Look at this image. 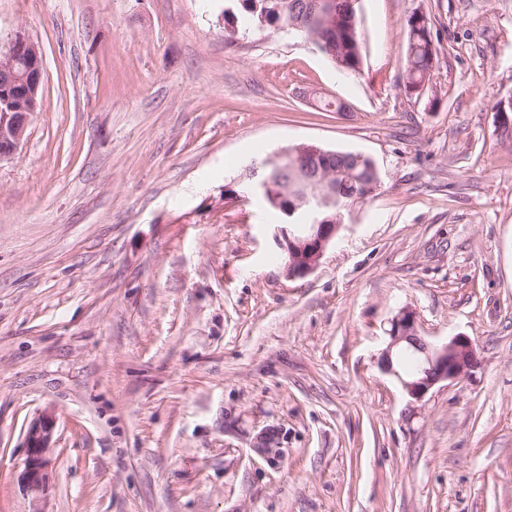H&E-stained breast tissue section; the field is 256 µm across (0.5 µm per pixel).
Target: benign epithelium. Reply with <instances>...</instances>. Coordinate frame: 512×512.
I'll use <instances>...</instances> for the list:
<instances>
[{
	"label": "benign epithelium",
	"mask_w": 512,
	"mask_h": 512,
	"mask_svg": "<svg viewBox=\"0 0 512 512\" xmlns=\"http://www.w3.org/2000/svg\"><path fill=\"white\" fill-rule=\"evenodd\" d=\"M43 72L39 46L22 33L16 34L7 51L0 53V161L11 158L25 137L30 117L41 102ZM323 155L325 152L320 147L310 144L296 158L295 172L303 190L288 216L300 210L308 211L313 223L290 224L280 229L281 246L287 255L286 272L290 277L311 273L342 227V214L336 211L335 195L320 189L325 173L318 164V157ZM284 156L282 152L252 161L236 182L239 191L235 192V198L245 200L252 194L266 193L269 181L259 173ZM387 335L381 370L397 379L416 400L440 382L460 381L477 365L470 337L457 335L446 343L434 344L420 336L416 313L410 308H401L391 319ZM404 351H411L418 357L416 372L404 374L396 367L395 359ZM53 431L54 416L46 412L32 422L26 432L27 461L22 480L32 492L42 489L51 464L48 453Z\"/></svg>",
	"instance_id": "obj_1"
}]
</instances>
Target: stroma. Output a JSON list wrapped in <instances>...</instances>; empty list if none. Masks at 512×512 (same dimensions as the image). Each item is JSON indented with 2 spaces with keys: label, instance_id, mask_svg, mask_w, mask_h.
Returning a JSON list of instances; mask_svg holds the SVG:
<instances>
[{
  "label": "stroma",
  "instance_id": "stroma-1",
  "mask_svg": "<svg viewBox=\"0 0 512 512\" xmlns=\"http://www.w3.org/2000/svg\"><path fill=\"white\" fill-rule=\"evenodd\" d=\"M228 6L0 0V48L44 60L0 162V512H512V0H358L356 73L226 41ZM415 12L438 31L420 91ZM302 143L381 185L291 278L277 217L224 191ZM403 307L474 341L466 379L415 400L381 370ZM433 27L431 16H424L423 24L419 23L416 13L407 20L405 73L409 90H416V86L425 78L428 70L433 71L438 63V52L433 42ZM54 431V416L45 412L32 422L26 432L27 461L22 476L25 487L31 492L42 489L46 471L51 464L48 456Z\"/></svg>",
  "mask_w": 512,
  "mask_h": 512
}]
</instances>
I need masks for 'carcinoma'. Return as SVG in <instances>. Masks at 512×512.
<instances>
[{
  "label": "carcinoma",
  "mask_w": 512,
  "mask_h": 512,
  "mask_svg": "<svg viewBox=\"0 0 512 512\" xmlns=\"http://www.w3.org/2000/svg\"><path fill=\"white\" fill-rule=\"evenodd\" d=\"M238 2L235 29L239 31L270 29L280 30L288 25L292 18V10L303 5V0H236ZM342 17L336 21V42L324 39L323 19L319 13H309L303 21V28L296 34L313 43L319 51L334 65L351 73L361 68V34L357 26L354 6L343 2L338 4ZM434 23L431 17H424L419 23L416 15L407 20V56L406 79L407 87L414 91L425 78L430 65L438 63V52L433 42ZM233 29V30H235ZM233 30H226V38H233ZM351 173L336 182V196L340 202L352 204L364 196L369 188L380 183L379 173L372 171L367 160L349 165ZM264 177L268 178L279 191L275 196H261L263 201L279 219L286 218L287 209L293 207L297 194L293 189L286 188L289 180L287 162L281 161L277 166L266 169Z\"/></svg>",
  "instance_id": "cac0c4a2"
}]
</instances>
